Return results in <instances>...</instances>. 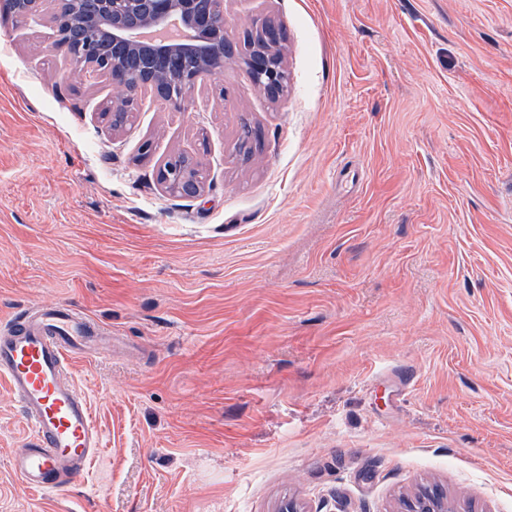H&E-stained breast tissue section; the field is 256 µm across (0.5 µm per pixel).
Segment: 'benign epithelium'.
<instances>
[{"instance_id": "1", "label": "benign epithelium", "mask_w": 512, "mask_h": 512, "mask_svg": "<svg viewBox=\"0 0 512 512\" xmlns=\"http://www.w3.org/2000/svg\"><path fill=\"white\" fill-rule=\"evenodd\" d=\"M0 12L31 20L46 15L51 41L35 51H50L68 59L91 79L121 78L122 96L100 113L112 128L128 125L142 98L152 93L171 112H185L201 83L224 97L223 65L210 62L196 42L171 43L168 34L180 20L224 44V0H0ZM284 29L271 17L252 24L244 47L227 43L226 56L235 58L253 82L272 100L288 91L283 53ZM201 168L183 153L167 156L158 166L157 181L164 192L197 197L205 190ZM443 494L422 491L403 502L402 512H449Z\"/></svg>"}]
</instances>
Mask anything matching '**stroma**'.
I'll return each mask as SVG.
<instances>
[{
  "label": "stroma",
  "instance_id": "obj_1",
  "mask_svg": "<svg viewBox=\"0 0 512 512\" xmlns=\"http://www.w3.org/2000/svg\"><path fill=\"white\" fill-rule=\"evenodd\" d=\"M288 36L270 100L225 64L171 112L0 14V321L71 305L100 447L29 489L0 383V512H512V0H224ZM150 153H143V144ZM174 153L208 174L166 195ZM200 166L189 156L176 153L158 166L157 181L165 193L177 197H197L205 190L206 179L199 176ZM435 493V495H434ZM402 512H447L453 511L448 507L447 496L439 492L422 491L415 497L403 502Z\"/></svg>",
  "mask_w": 512,
  "mask_h": 512
}]
</instances>
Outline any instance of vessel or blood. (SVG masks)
<instances>
[{
  "instance_id": "1",
  "label": "vessel or blood",
  "mask_w": 512,
  "mask_h": 512,
  "mask_svg": "<svg viewBox=\"0 0 512 512\" xmlns=\"http://www.w3.org/2000/svg\"><path fill=\"white\" fill-rule=\"evenodd\" d=\"M103 346L95 323L58 303L0 324V380L20 403L33 438L12 457L14 474L28 488L80 480L99 448L88 399L67 366Z\"/></svg>"
}]
</instances>
